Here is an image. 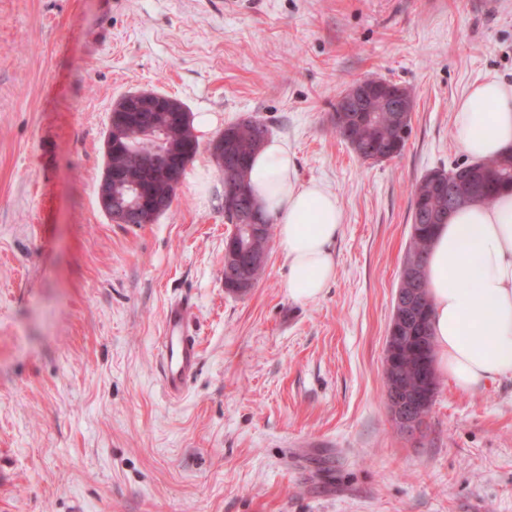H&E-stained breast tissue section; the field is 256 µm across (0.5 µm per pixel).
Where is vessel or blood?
Returning <instances> with one entry per match:
<instances>
[{"label":"vessel or blood","instance_id":"b4317fda","mask_svg":"<svg viewBox=\"0 0 512 512\" xmlns=\"http://www.w3.org/2000/svg\"><path fill=\"white\" fill-rule=\"evenodd\" d=\"M192 315L190 299L181 297L171 302L158 339L161 387L172 399L183 395L199 367L200 344L190 329Z\"/></svg>","mask_w":512,"mask_h":512}]
</instances>
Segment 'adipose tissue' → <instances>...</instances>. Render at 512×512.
<instances>
[{"label":"adipose tissue","instance_id":"1","mask_svg":"<svg viewBox=\"0 0 512 512\" xmlns=\"http://www.w3.org/2000/svg\"><path fill=\"white\" fill-rule=\"evenodd\" d=\"M472 160L512 149V82L496 75L470 85L453 115ZM248 180L271 218L288 263L291 298H318L336 274L333 245L344 221L335 194L301 182L277 138L253 158ZM425 275L432 304L436 372L463 392L512 376V193L449 213L433 240Z\"/></svg>","mask_w":512,"mask_h":512}]
</instances>
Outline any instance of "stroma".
Wrapping results in <instances>:
<instances>
[{"label":"stroma","instance_id":"35a3bbf8","mask_svg":"<svg viewBox=\"0 0 512 512\" xmlns=\"http://www.w3.org/2000/svg\"><path fill=\"white\" fill-rule=\"evenodd\" d=\"M512 81V0H0V512H512V377L438 391L395 426L386 337L411 188L466 162L453 111ZM378 77L415 98L403 154L369 164L336 101ZM152 90L211 116L170 211L116 224L97 191L110 113ZM253 115L333 192L336 276L285 286L271 249L224 287V183L207 149ZM189 298L178 401L157 340ZM192 315L190 299L181 297L171 302L158 339L161 387L171 399L183 395L199 367L200 344L190 329Z\"/></svg>","mask_w":512,"mask_h":512}]
</instances>
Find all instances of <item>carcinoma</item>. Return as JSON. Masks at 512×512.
I'll return each instance as SVG.
<instances>
[{
	"mask_svg": "<svg viewBox=\"0 0 512 512\" xmlns=\"http://www.w3.org/2000/svg\"><path fill=\"white\" fill-rule=\"evenodd\" d=\"M334 127H346L350 143L348 146L362 160L371 157L370 149L376 143H384L391 147L395 156H400L406 142L400 135L399 125L393 120V113L380 112L376 115V125L357 121L348 113L333 115ZM223 134L238 143H253L257 138L267 139L268 127L261 120L249 116L224 128ZM164 142L182 143L186 138L198 142L193 132H185L176 126H168L162 131ZM125 149L110 155L112 166L131 167L135 155L149 147L158 148L160 143L149 137L134 126L127 130ZM470 166L481 170L484 179V190L473 195L469 202H487L507 188H512V152L483 161H475ZM450 180V172L438 169L425 174L411 191V232L409 246L406 250L403 265L417 270L418 284L400 279L399 287L406 293L414 294V312L403 318L391 317L389 327L393 328L395 340L393 343L394 357L397 361L398 372L384 373L386 390L397 386L407 388H430L437 392V378L433 368L434 345L431 333V303L425 276V262L430 244L437 227L442 224L440 217L448 213V199L433 192L432 182L435 178ZM224 220L235 226L237 237L235 241L247 243L252 251L269 254L272 224H264L263 232L254 238H249L247 231L239 225L236 213L227 211Z\"/></svg>",
	"mask_w": 512,
	"mask_h": 512,
	"instance_id": "1",
	"label": "carcinoma"
}]
</instances>
